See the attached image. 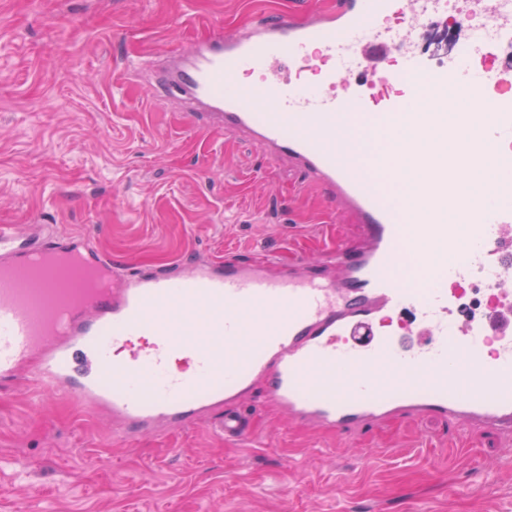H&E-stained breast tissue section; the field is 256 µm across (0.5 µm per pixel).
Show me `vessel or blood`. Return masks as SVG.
Returning a JSON list of instances; mask_svg holds the SVG:
<instances>
[{"mask_svg":"<svg viewBox=\"0 0 512 512\" xmlns=\"http://www.w3.org/2000/svg\"><path fill=\"white\" fill-rule=\"evenodd\" d=\"M446 10L336 0L171 52L160 89L322 184L361 246L286 271L262 254L144 270L86 237L25 246L1 225L0 387L26 369L34 388L105 408L129 437L213 409L225 438L251 435L238 403L257 386L317 430L436 416L512 437V0H493L490 19L437 60L416 44ZM448 87L473 96L428 110L422 90ZM392 140L399 170L420 178L412 224L379 175ZM427 242L450 262L414 288L404 260ZM474 277L492 300L478 315L455 289ZM391 313L401 334L380 328Z\"/></svg>","mask_w":512,"mask_h":512,"instance_id":"obj_1","label":"vessel or blood"}]
</instances>
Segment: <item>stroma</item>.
<instances>
[{
	"instance_id": "stroma-1",
	"label": "stroma",
	"mask_w": 512,
	"mask_h": 512,
	"mask_svg": "<svg viewBox=\"0 0 512 512\" xmlns=\"http://www.w3.org/2000/svg\"><path fill=\"white\" fill-rule=\"evenodd\" d=\"M333 0H0V225L88 235L127 267L192 258L313 262L359 243L352 217L287 160L204 125L155 89L201 33ZM255 434L211 426L114 435L110 417L0 392V512H512V438L429 418L360 434L293 426L261 391Z\"/></svg>"
}]
</instances>
